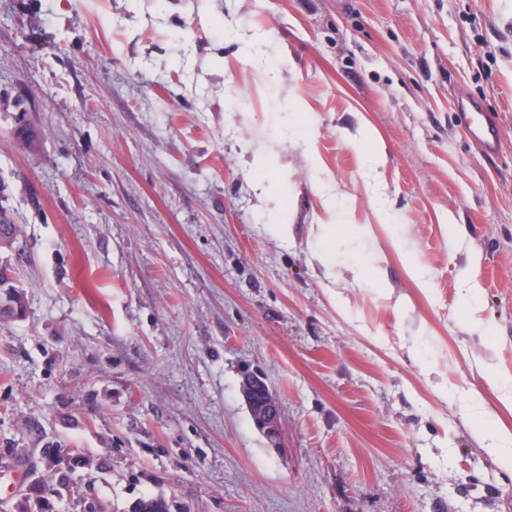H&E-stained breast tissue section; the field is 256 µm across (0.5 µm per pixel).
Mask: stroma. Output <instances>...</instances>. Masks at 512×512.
<instances>
[{"label": "stroma", "mask_w": 512, "mask_h": 512, "mask_svg": "<svg viewBox=\"0 0 512 512\" xmlns=\"http://www.w3.org/2000/svg\"><path fill=\"white\" fill-rule=\"evenodd\" d=\"M0 181V512H512V0H0ZM461 120L468 138L485 153L496 154L502 144L499 123L484 104L466 94L457 95ZM265 396L266 399L262 412L259 415L252 413L253 420L257 429L266 437L272 447L277 448L281 440L280 408L273 395L269 394L267 388ZM487 453L495 460L512 464V435L498 428L493 422L484 429Z\"/></svg>", "instance_id": "stroma-1"}]
</instances>
